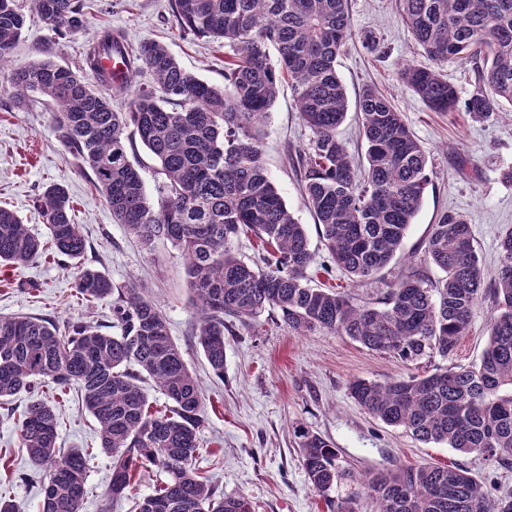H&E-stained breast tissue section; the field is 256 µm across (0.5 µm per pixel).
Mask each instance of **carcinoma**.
<instances>
[{
    "instance_id": "1",
    "label": "carcinoma",
    "mask_w": 512,
    "mask_h": 512,
    "mask_svg": "<svg viewBox=\"0 0 512 512\" xmlns=\"http://www.w3.org/2000/svg\"><path fill=\"white\" fill-rule=\"evenodd\" d=\"M34 6L58 34L85 27L81 0H34ZM169 6L183 35L231 49L224 85L185 70L157 41L130 51L110 29L85 53L84 69L96 83L50 59L11 73L10 82L16 103L37 93L54 105L61 142L91 173L116 223L146 245L163 237L181 251L212 370L224 374V333L267 310L279 311L300 334L327 330L406 361L434 353L445 358L488 295L494 312L478 365L384 382L357 379L349 392L371 416L423 443L511 463L512 229L501 236L500 268L487 285L469 225L446 213L423 245L425 263L439 269L441 279L434 283L412 271L387 286L379 305H357L341 292L310 285L316 258L306 228L264 166L259 124L286 78L313 133L309 148L289 161L333 261L358 282L393 260L429 183L428 157L403 113L372 86L356 101L365 161L351 157L339 139L348 98L336 58L353 35L348 0H170ZM399 11L433 62L473 66L479 89L466 111L488 117L512 106V0H399ZM24 28L16 0H0V64ZM114 52L128 55L120 83L100 68L102 56ZM141 67L154 85L134 87ZM399 77L434 111L458 109L455 87L435 68L407 64ZM103 87L132 93L127 109L115 110ZM137 140L163 175L154 197L129 158ZM36 205L49 229L46 240L0 207V265H25L47 252L83 256L86 239L67 187L47 185ZM245 229L266 252L261 267L235 253L234 239ZM75 290L89 303L112 300L116 332L78 320L61 326L48 318L0 317V400L42 383L76 386L99 424L100 448L112 458L103 492L108 504L127 497L136 475L157 467L166 478L135 502L136 512H251L244 497L217 493L197 472L201 387L160 310L94 267L79 269ZM146 376L168 400L164 407L151 409L141 386ZM57 426L53 407L33 400L17 424L20 447L50 468L41 512H80L92 453L73 449L57 457ZM297 438L312 489L336 504V512H362L364 498L374 512H512L511 495L491 499L469 471L449 466L374 473L334 502L329 491L353 476L322 436L299 430Z\"/></svg>"
}]
</instances>
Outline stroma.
Masks as SVG:
<instances>
[{
	"instance_id": "1",
	"label": "stroma",
	"mask_w": 512,
	"mask_h": 512,
	"mask_svg": "<svg viewBox=\"0 0 512 512\" xmlns=\"http://www.w3.org/2000/svg\"><path fill=\"white\" fill-rule=\"evenodd\" d=\"M396 3L350 0L354 35L337 65L349 101H356L366 86L376 87L403 112L430 158V183L420 209L385 269L352 284L323 245L287 160L288 153L306 150L313 138L299 117L290 86H281L261 127L268 172L295 219L305 225L316 253V264L308 272L313 286L348 293L358 304L376 301L387 284L419 268L430 279L438 278V269L421 267L420 257L432 224L443 214L456 213L467 221L489 281L500 267V237L512 228V112L483 119L462 110L435 112L407 88L399 79L401 66L409 62L426 67L430 61L402 24ZM18 6L26 16L25 31L7 71L0 72V206L16 211L33 234L48 237L36 197L46 184L65 183L87 249L80 259L65 263L42 257L25 266L0 265V316L51 317L61 323L80 318L111 325L109 301L88 303L75 296V277L84 265L104 271L115 286L138 288L164 315L172 341L200 381L206 420L200 430L199 472L219 492L245 497L253 512H329L302 466L296 437L300 428L332 443L340 464L357 474L420 464L455 466L468 470L491 495L512 491L511 465L423 444L403 429L372 418L349 393L350 383L358 378L384 381L478 363L487 342L490 298L479 299L452 354L416 362L368 350L330 332L297 334L280 312L272 311L249 325H235L225 336L224 373L216 375L199 344L182 253L164 239L143 245L113 221L102 195L60 141L53 106L37 94L16 104L9 73L46 58L81 71L85 49L108 28L123 33L133 48L147 39L164 43L187 70L220 85L230 48L182 35L169 0H84L87 27L68 36L55 34L32 0H18ZM367 33L377 36V51L365 47ZM43 395L58 414V448L93 451L87 470L90 493L80 512H135V501L153 491L163 472L151 469L133 484L128 498L105 504L101 493L111 476V459L98 449L95 419L75 388L47 389ZM28 403L23 391L0 405V495L12 499L17 512H41L47 468L29 460L17 431Z\"/></svg>"
}]
</instances>
